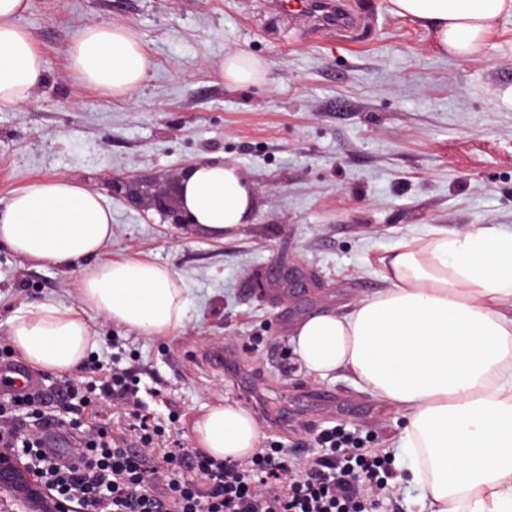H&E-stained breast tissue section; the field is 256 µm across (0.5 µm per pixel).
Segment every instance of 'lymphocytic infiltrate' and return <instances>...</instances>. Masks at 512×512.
<instances>
[{
  "instance_id": "lymphocytic-infiltrate-1",
  "label": "lymphocytic infiltrate",
  "mask_w": 512,
  "mask_h": 512,
  "mask_svg": "<svg viewBox=\"0 0 512 512\" xmlns=\"http://www.w3.org/2000/svg\"><path fill=\"white\" fill-rule=\"evenodd\" d=\"M88 372L86 381L64 378L55 397L73 401L79 411L108 399L129 419L128 437L76 422L78 449L63 458L43 444L44 431L56 426L44 411L46 397L0 402V429L15 433V447L57 490L78 492L82 512H378L389 489L388 457L364 448L361 435L343 425L322 431L319 455L294 465L277 448L245 464L197 449H158L164 431L144 415L130 370L96 364ZM19 406L31 412L33 430L16 423ZM161 472L164 482L153 485Z\"/></svg>"
}]
</instances>
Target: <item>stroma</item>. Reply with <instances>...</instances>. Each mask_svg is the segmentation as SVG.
<instances>
[{
	"label": "stroma",
	"mask_w": 512,
	"mask_h": 512,
	"mask_svg": "<svg viewBox=\"0 0 512 512\" xmlns=\"http://www.w3.org/2000/svg\"><path fill=\"white\" fill-rule=\"evenodd\" d=\"M358 21L324 31L271 12L265 0H31L18 23L41 54L46 81L0 109V208L15 190L65 176L112 210L109 258L168 265L187 288L185 323L148 337L92 309L87 363L120 353L150 411L192 447L191 428L217 402L269 410L261 446L291 458L342 424L389 453L387 512H420L398 451L402 416L339 371L308 375L288 342L298 319L346 310L385 286L376 259L434 226L512 230V16L467 59L445 57L389 0H347ZM135 30L147 81L115 97L67 65L89 24ZM244 50L265 83L232 86L220 63ZM236 162L255 188L249 223L181 234L159 215L113 198L124 175L152 185L202 160ZM298 267L307 287H267L273 268ZM79 267L60 269L0 246V346L9 320L46 299L73 305Z\"/></svg>",
	"instance_id": "1"
}]
</instances>
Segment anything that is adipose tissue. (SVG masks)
Wrapping results in <instances>:
<instances>
[{
    "mask_svg": "<svg viewBox=\"0 0 512 512\" xmlns=\"http://www.w3.org/2000/svg\"><path fill=\"white\" fill-rule=\"evenodd\" d=\"M397 15L427 29L444 54L466 57L484 45L512 0H390ZM30 0H0V108L23 104L46 79L42 57L15 22ZM68 65L85 83L125 96L151 63L128 27H83ZM225 82L264 81V61L244 51L221 63ZM196 224L220 234L247 223L255 191L236 163L194 165L182 189ZM112 212L93 191L59 176L24 187L0 210V246L44 264L83 263L77 306L42 301L10 320L13 349L31 365L65 373L93 346L82 308L144 336L183 325V281L167 265L106 257ZM386 288L347 311L295 324L290 345L306 373L345 371L404 419L401 449L416 465L406 478L430 512H512V232L475 226L433 229L378 256ZM192 441L212 456L252 457L260 432L233 403L208 407Z\"/></svg>",
    "mask_w": 512,
    "mask_h": 512,
    "instance_id": "1",
    "label": "adipose tissue"
}]
</instances>
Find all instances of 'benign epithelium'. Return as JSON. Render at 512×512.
<instances>
[{
	"label": "benign epithelium",
	"instance_id": "1",
	"mask_svg": "<svg viewBox=\"0 0 512 512\" xmlns=\"http://www.w3.org/2000/svg\"><path fill=\"white\" fill-rule=\"evenodd\" d=\"M184 174L174 173L169 181L148 190L123 176L112 177V195L128 197L155 211L162 223L187 233L190 217L183 206L180 186ZM79 496L56 493L18 448L0 447V512H79Z\"/></svg>",
	"mask_w": 512,
	"mask_h": 512
}]
</instances>
